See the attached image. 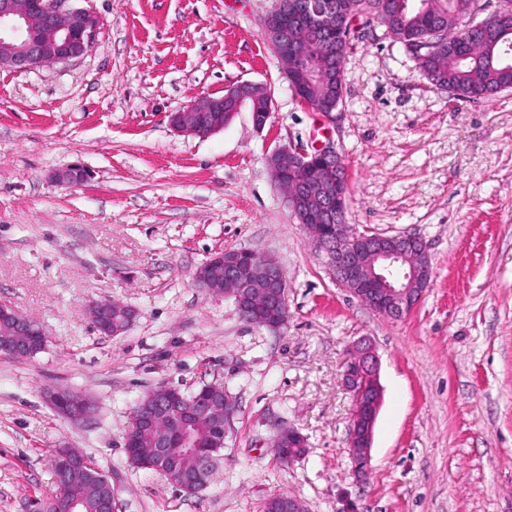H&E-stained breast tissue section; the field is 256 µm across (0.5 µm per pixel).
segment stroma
I'll list each match as a JSON object with an SVG mask.
<instances>
[{"instance_id": "obj_1", "label": "stroma", "mask_w": 512, "mask_h": 512, "mask_svg": "<svg viewBox=\"0 0 512 512\" xmlns=\"http://www.w3.org/2000/svg\"><path fill=\"white\" fill-rule=\"evenodd\" d=\"M101 21L67 64L0 69V302L37 321L45 348L0 353V512L58 490L52 457L75 448L110 476L123 512H262L277 494L307 512H512V90L464 100L423 80L380 20L354 41L333 120L293 93L262 20L275 0H77ZM267 88L256 129L242 108L200 139L169 116L200 93ZM333 142L352 231L414 235L430 285L394 320L341 288L273 179L272 152ZM82 185L53 181L73 165ZM279 261L288 322H243L195 283L216 252ZM96 300L136 313L116 336ZM379 360L371 467L347 454L343 363L359 341ZM218 381L238 411L206 489L186 497L129 465L123 436L150 389ZM63 387L89 422L55 412ZM306 439L289 465L278 425Z\"/></svg>"}]
</instances>
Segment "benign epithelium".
Here are the masks:
<instances>
[{"label":"benign epithelium","mask_w":512,"mask_h":512,"mask_svg":"<svg viewBox=\"0 0 512 512\" xmlns=\"http://www.w3.org/2000/svg\"><path fill=\"white\" fill-rule=\"evenodd\" d=\"M507 10L501 0H474L467 19L461 21L466 33L495 31ZM100 21L86 9L75 7L71 0H0V67L27 71L49 64H65L82 57L95 39ZM268 43L277 50L282 70L290 72L289 83L304 104H310L308 93L315 81L341 78L345 60L339 55L312 54L308 47L320 42L323 33L336 34L345 43L359 37L361 29L356 17L348 14L341 0H308L305 9L297 11L287 0H276L275 7L263 19ZM441 31L416 45L414 60L426 62L434 58L441 45ZM272 100L267 90L257 84L242 82L220 96L200 93L187 109L170 116L174 130L200 138L207 137L228 124L247 106L254 126L261 130L271 116ZM205 112L208 121L197 113ZM272 174L298 171L302 179L287 188V202L298 222L309 230L316 250L339 284L375 312L398 319L410 314L421 302L430 283V260L423 241L412 235H385L376 232L357 233L344 223L348 185L341 158L331 143L309 152L302 148L281 147L271 157ZM56 180L79 184L90 178L81 165L55 174ZM245 250H224L211 257L196 273V283L211 292L233 299L243 320L277 330L288 322L286 291L271 301L275 282L285 283L284 273L272 256L251 255ZM89 314L97 330L108 336L126 331L134 320V310L115 300L94 301ZM17 332L45 341V332L24 315L13 312ZM344 387L354 403L349 427L348 456L355 476L367 474L371 461L375 423L382 395L378 382V361L370 348L355 347L346 359L342 372ZM55 410L66 418L87 421L91 417L86 399L65 389L49 395ZM174 409L179 421L173 423L166 413ZM237 410L229 393L220 404L209 396L208 387L190 395L180 389L161 385L151 390L148 400L139 403L124 435V447H131L135 431L149 426L156 431L155 445L134 453L158 461H168L169 448L187 449L190 469L178 471L176 490L197 494L204 490L207 479L218 460L216 454L224 446L226 426ZM197 417L211 420L217 438L214 446L202 448L189 430ZM304 437L295 429L280 427L274 442L275 453L282 464L300 456ZM54 470L66 478L71 496L65 501L66 512H81V490L92 484L112 486L109 476L91 470L85 456L75 448L55 451Z\"/></svg>","instance_id":"1"}]
</instances>
